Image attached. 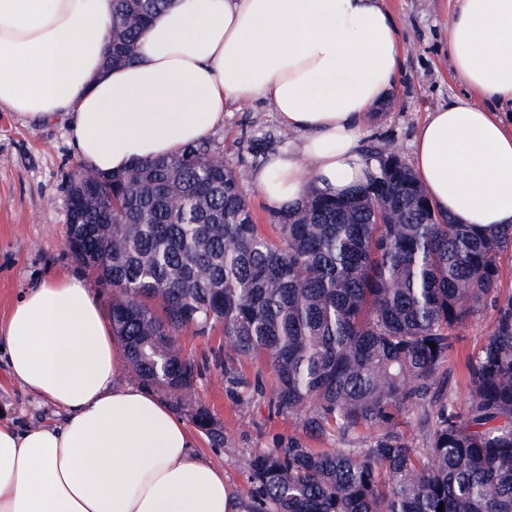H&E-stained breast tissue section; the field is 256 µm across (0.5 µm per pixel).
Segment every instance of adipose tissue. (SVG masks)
<instances>
[{"label":"adipose tissue","instance_id":"ef3b65f1","mask_svg":"<svg viewBox=\"0 0 512 512\" xmlns=\"http://www.w3.org/2000/svg\"><path fill=\"white\" fill-rule=\"evenodd\" d=\"M111 30L112 0H0V107L67 118L81 163L108 175L200 142L228 104L266 102L292 134L251 173L273 212L378 173L361 139L401 67L382 0H172L119 67ZM448 54L467 94L429 112L413 170L455 223L512 225V0H457ZM0 350L57 415L0 422V512H240L186 420L124 380V343L83 278L32 282Z\"/></svg>","mask_w":512,"mask_h":512}]
</instances>
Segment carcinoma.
<instances>
[{
  "label": "carcinoma",
  "instance_id": "1",
  "mask_svg": "<svg viewBox=\"0 0 512 512\" xmlns=\"http://www.w3.org/2000/svg\"><path fill=\"white\" fill-rule=\"evenodd\" d=\"M170 2L114 0L112 63ZM76 176L71 253L112 288L135 377L224 445L178 344L184 327L219 323L225 392L301 421L251 458L242 512H512V296L497 291L511 228L454 223L399 158L347 197L277 213L268 231L208 139L84 192ZM487 305L493 326L467 360L460 413L448 359ZM245 359L269 365L271 397ZM405 410L420 415V446L397 427ZM332 432L345 447L309 446Z\"/></svg>",
  "mask_w": 512,
  "mask_h": 512
}]
</instances>
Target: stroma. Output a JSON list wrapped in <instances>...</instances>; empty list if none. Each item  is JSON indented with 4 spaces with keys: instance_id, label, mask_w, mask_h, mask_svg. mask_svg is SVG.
Listing matches in <instances>:
<instances>
[{
    "instance_id": "1",
    "label": "stroma",
    "mask_w": 512,
    "mask_h": 512,
    "mask_svg": "<svg viewBox=\"0 0 512 512\" xmlns=\"http://www.w3.org/2000/svg\"><path fill=\"white\" fill-rule=\"evenodd\" d=\"M392 14L402 43L401 67L380 119L367 130L364 145L389 147L404 162H412L414 141L428 112L464 96L448 58V20L457 0H383ZM236 172L259 223H268L270 212L252 185L250 173L258 153L287 145L288 138L276 112L264 102L233 103L224 112V124L210 135ZM79 163L65 121L37 125L0 108V317L30 283L47 274L85 276L102 303L111 295L94 275L86 274L66 244L68 197L65 177ZM494 318L487 309L469 318L458 332L448 361V389L457 411H466L468 390L464 361L489 333ZM180 342L187 356L201 366L195 379L199 398L224 426L225 447L198 437V451L223 467L234 493L247 492V460L271 447L273 441L299 430L297 418L280 415L268 405H237L224 390V368L216 353L224 345L222 328L206 335L184 330ZM0 418L22 426L52 420L50 407L26 393L9 376L0 360Z\"/></svg>"
}]
</instances>
